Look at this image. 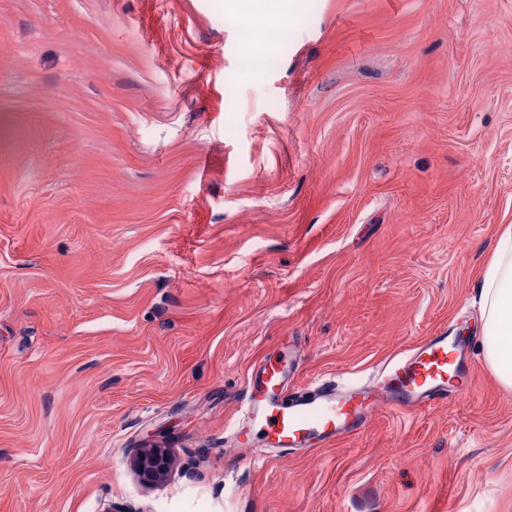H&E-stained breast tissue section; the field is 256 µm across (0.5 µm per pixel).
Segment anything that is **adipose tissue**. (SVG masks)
Returning <instances> with one entry per match:
<instances>
[{"label":"adipose tissue","instance_id":"adipose-tissue-1","mask_svg":"<svg viewBox=\"0 0 512 512\" xmlns=\"http://www.w3.org/2000/svg\"><path fill=\"white\" fill-rule=\"evenodd\" d=\"M485 324L482 351L485 364L498 372L501 384L512 388V374L502 372L512 363V231L497 240L492 258L476 285Z\"/></svg>","mask_w":512,"mask_h":512}]
</instances>
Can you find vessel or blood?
Returning a JSON list of instances; mask_svg holds the SVG:
<instances>
[{
  "mask_svg": "<svg viewBox=\"0 0 512 512\" xmlns=\"http://www.w3.org/2000/svg\"><path fill=\"white\" fill-rule=\"evenodd\" d=\"M473 340L443 332L418 341L371 379L329 378L292 388L298 365L284 353L249 373L234 436L254 460L269 448L291 451L334 446L361 433L381 409L413 413L461 396L474 380Z\"/></svg>",
  "mask_w": 512,
  "mask_h": 512,
  "instance_id": "1",
  "label": "vessel or blood"
}]
</instances>
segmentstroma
<instances>
[{
	"mask_svg": "<svg viewBox=\"0 0 512 512\" xmlns=\"http://www.w3.org/2000/svg\"><path fill=\"white\" fill-rule=\"evenodd\" d=\"M0 0V512H512V389L236 456L248 374L362 382L512 226V0ZM181 464L144 487L136 448ZM237 23L241 34V48L245 64L254 69H261L270 65L271 60L267 56L260 54L256 50L255 44L264 37H274L278 33L272 30L262 31L259 29L252 15L248 13V10L242 12Z\"/></svg>",
	"mask_w": 512,
	"mask_h": 512,
	"instance_id": "stroma-1",
	"label": "stroma"
}]
</instances>
